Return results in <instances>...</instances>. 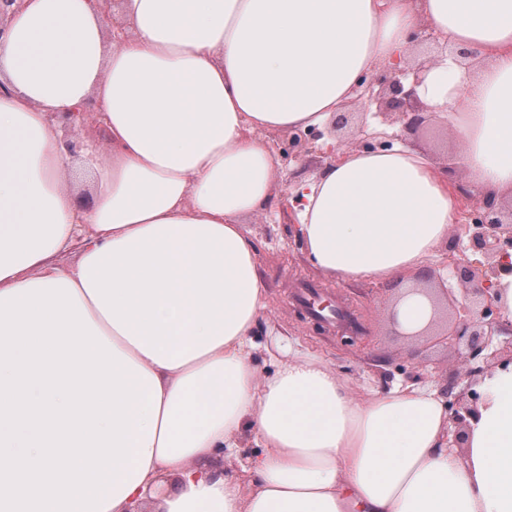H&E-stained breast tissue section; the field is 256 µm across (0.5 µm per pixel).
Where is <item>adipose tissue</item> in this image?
Wrapping results in <instances>:
<instances>
[{
  "label": "adipose tissue",
  "mask_w": 512,
  "mask_h": 512,
  "mask_svg": "<svg viewBox=\"0 0 512 512\" xmlns=\"http://www.w3.org/2000/svg\"><path fill=\"white\" fill-rule=\"evenodd\" d=\"M422 25L474 53L423 72L427 117L474 192L512 196V0H122L113 24L99 0H24L0 40V512H512V363L458 453L434 383L252 361L266 135L413 65ZM84 108L108 140L72 150ZM456 190L411 146L341 149L292 188L295 232L327 279L402 280L432 269ZM246 431L247 495L224 455Z\"/></svg>",
  "instance_id": "1"
}]
</instances>
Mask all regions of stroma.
<instances>
[{"mask_svg":"<svg viewBox=\"0 0 512 512\" xmlns=\"http://www.w3.org/2000/svg\"><path fill=\"white\" fill-rule=\"evenodd\" d=\"M342 112L348 123L338 132L325 127L281 131L268 137L277 161L273 192L280 203L264 214L247 218L245 224L255 239L259 270L268 286L267 306L254 338V364L262 374L270 375L289 353L303 351L354 381L368 383L379 393L424 377L441 388L452 382L457 389H464L454 370L457 347L423 338L414 341L403 334L398 307L408 289L421 286V277L393 282H332L304 257L295 236L296 215L287 199L288 187L316 174L334 158L333 141L362 149L370 142L389 145L399 140L423 150L440 167L455 160L456 144L445 120L433 119L410 128L399 111L386 105H368L360 98L346 104ZM306 283L319 286L339 303L362 309L369 333L367 349L344 345L335 333L314 328L310 318L297 315L294 296Z\"/></svg>","mask_w":512,"mask_h":512,"instance_id":"1","label":"stroma"}]
</instances>
